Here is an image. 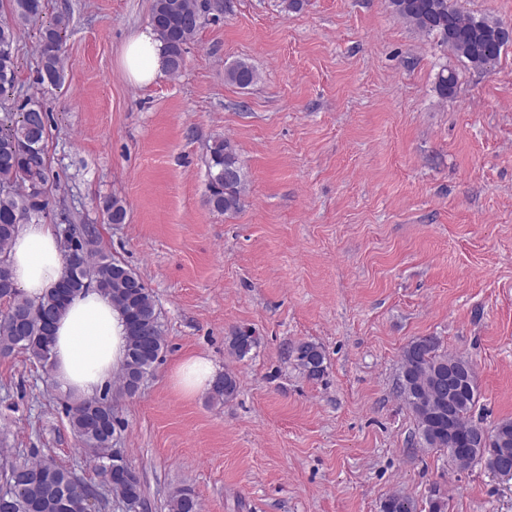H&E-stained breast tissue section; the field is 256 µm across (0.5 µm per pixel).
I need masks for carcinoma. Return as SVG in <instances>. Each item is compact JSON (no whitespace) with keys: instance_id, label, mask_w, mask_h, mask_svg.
Here are the masks:
<instances>
[{"instance_id":"1","label":"carcinoma","mask_w":512,"mask_h":512,"mask_svg":"<svg viewBox=\"0 0 512 512\" xmlns=\"http://www.w3.org/2000/svg\"><path fill=\"white\" fill-rule=\"evenodd\" d=\"M448 2L388 0V6L420 32L439 37L460 61L474 68H486L489 61H498L509 44L495 37L499 22L465 14ZM9 7L11 21L0 23V99L14 92L17 65L13 47L19 30L27 26L35 27L39 34L38 83L60 87L65 80L61 46L70 15L58 12L47 16L48 0H9ZM197 14V0H153L150 20L164 44L168 75L179 74L185 66L187 47L200 31ZM224 78L247 88L258 75L250 63L238 60L225 68ZM457 82L456 71L443 68L437 76L439 95H454ZM46 136L47 116L35 101L25 103L18 112L0 116V263H8L19 227L48 208ZM207 166L208 204L224 214L239 211L246 185L235 145L224 138L213 140ZM104 210L108 223L125 222L127 211L120 200L107 201ZM61 221L70 227L77 248L64 255V272L54 288L34 302L16 287L11 273L0 272V302L6 304V311L0 314V355L21 350L29 358L50 365L53 324L76 294L96 288L112 300L125 319L127 343L120 389L133 396L165 346L154 297L133 269L103 251L98 230L75 224L65 214ZM256 344L251 331L240 329L229 338L228 349L244 359ZM291 353L306 377L318 380L324 375L325 352L321 345L301 341ZM454 359L459 361L461 357L440 350L439 343L425 346L416 340L402 355L400 394L416 420L422 443L440 451L448 449L450 439L457 447H465L468 433L477 427L472 420L477 403L474 385L462 388L453 434H448V412L435 411V382L441 376L448 377V362ZM238 391L237 377L224 373L215 379L208 394L212 402L222 404L233 400ZM67 414L79 448L95 461L100 485L124 505L126 512H137L142 503V484L132 464L112 448L119 423L112 402L101 397L79 400L68 407ZM499 448L512 449V420L496 425L489 435V446L475 453L470 464L481 463L488 471H495ZM0 478L3 484L20 490L16 498L0 500V512H85V497L93 492L81 478L47 457L30 460L1 452ZM168 512H201L194 489L188 485L175 488L169 495ZM381 512H418V508L412 498L393 493L383 501Z\"/></svg>"}]
</instances>
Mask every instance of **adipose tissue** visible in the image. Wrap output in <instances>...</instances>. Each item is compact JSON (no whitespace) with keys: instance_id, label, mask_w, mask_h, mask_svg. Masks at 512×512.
<instances>
[{"instance_id":"1","label":"adipose tissue","mask_w":512,"mask_h":512,"mask_svg":"<svg viewBox=\"0 0 512 512\" xmlns=\"http://www.w3.org/2000/svg\"><path fill=\"white\" fill-rule=\"evenodd\" d=\"M164 49L153 28L132 36L122 51V68L128 81L147 86L163 74ZM13 280L36 300L55 286L63 269L58 229L52 224H24L9 253ZM126 327L121 312L95 289L76 295L56 322L52 371L58 391L72 398L93 396L118 372L125 359ZM218 375L215 364L197 355L183 360L174 382L184 394L196 395L211 388Z\"/></svg>"}]
</instances>
